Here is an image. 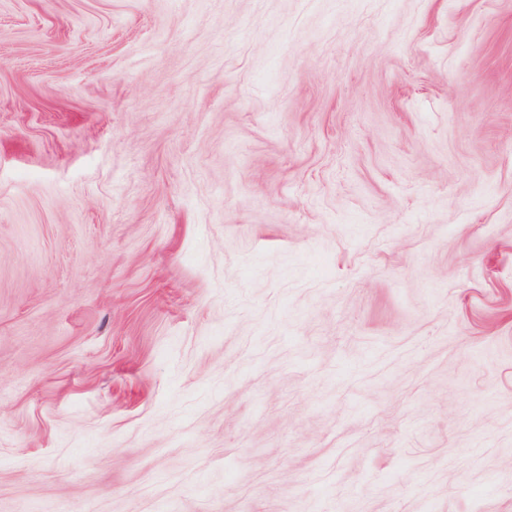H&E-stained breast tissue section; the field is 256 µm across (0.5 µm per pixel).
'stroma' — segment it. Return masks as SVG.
<instances>
[{
    "instance_id": "obj_1",
    "label": "stroma",
    "mask_w": 512,
    "mask_h": 512,
    "mask_svg": "<svg viewBox=\"0 0 512 512\" xmlns=\"http://www.w3.org/2000/svg\"><path fill=\"white\" fill-rule=\"evenodd\" d=\"M0 512H512V0H0Z\"/></svg>"
}]
</instances>
